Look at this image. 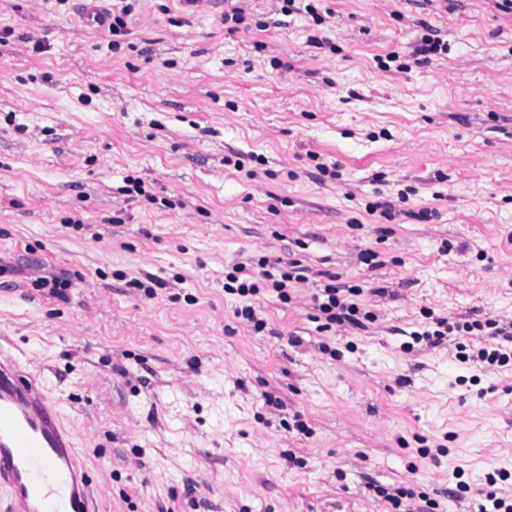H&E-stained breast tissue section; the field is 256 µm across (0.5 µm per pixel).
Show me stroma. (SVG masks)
Listing matches in <instances>:
<instances>
[{
	"label": "stroma",
	"instance_id": "1",
	"mask_svg": "<svg viewBox=\"0 0 512 512\" xmlns=\"http://www.w3.org/2000/svg\"><path fill=\"white\" fill-rule=\"evenodd\" d=\"M283 5L0 0V349L93 512H480L490 474L512 499V362L472 359L512 351V10ZM262 259L298 263L289 302L225 292ZM329 273L365 328H322Z\"/></svg>",
	"mask_w": 512,
	"mask_h": 512
}]
</instances>
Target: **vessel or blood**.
<instances>
[{
    "mask_svg": "<svg viewBox=\"0 0 512 512\" xmlns=\"http://www.w3.org/2000/svg\"><path fill=\"white\" fill-rule=\"evenodd\" d=\"M43 383L0 357V485L11 512H87V474L77 469L73 435L59 426Z\"/></svg>",
    "mask_w": 512,
    "mask_h": 512,
    "instance_id": "vessel-or-blood-1",
    "label": "vessel or blood"
}]
</instances>
